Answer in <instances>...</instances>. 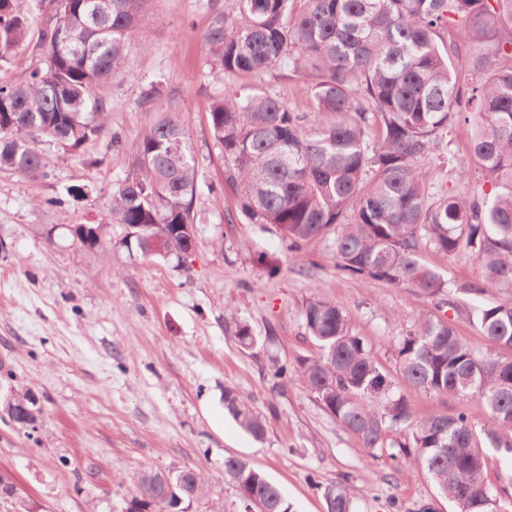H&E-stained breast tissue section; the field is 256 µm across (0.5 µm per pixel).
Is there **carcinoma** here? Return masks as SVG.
I'll return each instance as SVG.
<instances>
[{"label": "carcinoma", "mask_w": 512, "mask_h": 512, "mask_svg": "<svg viewBox=\"0 0 512 512\" xmlns=\"http://www.w3.org/2000/svg\"><path fill=\"white\" fill-rule=\"evenodd\" d=\"M100 2L49 0L45 66L24 85L0 86V169L40 174L43 144L73 152L104 129L99 91L148 50L138 28L150 0H111L106 13ZM32 25L21 0H0V61ZM203 45L208 65L227 77L278 69L307 86L301 106L273 87L229 89L210 105L224 181L240 191L249 223L275 226L296 263L305 242L331 235L336 270L415 288L487 345L512 350V300H483L489 287L512 293V0H225L213 6ZM458 122L472 128L469 159L455 160L459 175L474 165L491 184L466 200L432 192L422 168ZM197 176L187 121L169 112L142 133L132 171L112 191L111 221L124 228L118 245L129 257H158L151 239L165 230V259L183 265L196 243ZM109 228L74 224L69 233L87 250L108 252ZM424 248L469 253L480 274L450 287L420 262ZM302 318L316 353L273 361L274 383L299 380L363 447L413 459L453 512H512V499L484 479L491 454L512 457V357L463 342L452 322L429 311L390 344L394 376L329 298L314 293ZM231 323L242 346L255 343L246 322ZM402 382L470 397L485 421L477 427L464 411L422 413ZM224 406L246 432L264 435L234 391H224ZM163 474L137 473V512H175L184 493L166 490ZM224 474L262 512H291L248 460L225 458ZM323 496L327 512H351L342 487L326 486Z\"/></svg>", "instance_id": "1"}]
</instances>
